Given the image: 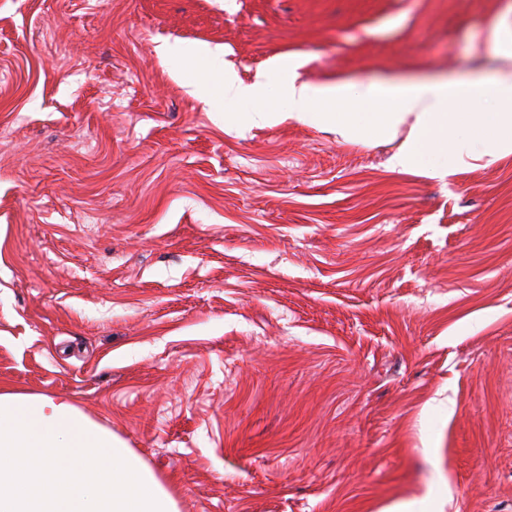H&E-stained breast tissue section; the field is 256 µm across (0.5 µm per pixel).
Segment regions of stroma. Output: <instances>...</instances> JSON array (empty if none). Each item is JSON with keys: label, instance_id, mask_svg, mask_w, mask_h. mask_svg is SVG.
<instances>
[{"label": "stroma", "instance_id": "obj_1", "mask_svg": "<svg viewBox=\"0 0 512 512\" xmlns=\"http://www.w3.org/2000/svg\"><path fill=\"white\" fill-rule=\"evenodd\" d=\"M512 0H0V384L179 512H512V154L255 121L191 85L485 79ZM180 51L184 56L206 58L211 61V69L201 82L213 93L253 104L262 101L271 89L269 79L264 74L257 75L249 84L241 81L234 70L224 67L223 51L218 47L191 46L182 47Z\"/></svg>", "mask_w": 512, "mask_h": 512}]
</instances>
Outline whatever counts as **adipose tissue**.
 <instances>
[{"label":"adipose tissue","instance_id":"obj_1","mask_svg":"<svg viewBox=\"0 0 512 512\" xmlns=\"http://www.w3.org/2000/svg\"><path fill=\"white\" fill-rule=\"evenodd\" d=\"M183 55L211 62L202 84L256 105L263 122L294 119L332 127L348 139L410 133L392 158L393 168H416L443 178L436 156L498 160L512 152V75L497 78L496 109H482L480 82L383 79L312 85L288 75L286 107L260 108L270 90L266 75L241 81L224 65L220 48L191 46ZM367 104L364 112L348 104ZM481 139L482 151L472 142ZM53 480L51 496L39 488ZM0 512H178L170 488L112 431L92 422L68 399L0 386Z\"/></svg>","mask_w":512,"mask_h":512}]
</instances>
